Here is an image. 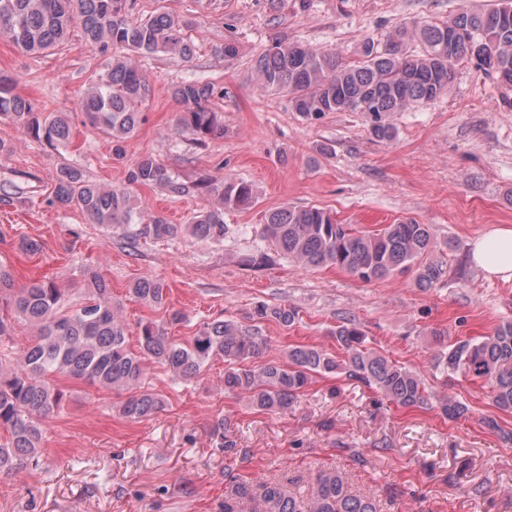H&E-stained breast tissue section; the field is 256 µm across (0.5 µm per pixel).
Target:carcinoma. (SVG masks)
Here are the masks:
<instances>
[{"label":"carcinoma","mask_w":512,"mask_h":512,"mask_svg":"<svg viewBox=\"0 0 512 512\" xmlns=\"http://www.w3.org/2000/svg\"><path fill=\"white\" fill-rule=\"evenodd\" d=\"M126 5L127 0H0V39L21 52L53 50L78 26L94 53L108 59L106 68L88 83L80 106L90 125L118 144L137 132L144 118L142 106L152 93L139 59L162 53L187 62L195 53L183 34L186 20L160 12L131 23ZM414 40L423 49L410 54L407 43ZM465 61L500 85L512 86V0H502L488 12L462 10L446 20L401 26L382 44L365 41L360 59L348 64L300 43L275 39L252 60L251 71L261 89L287 96L291 109L307 119L329 112L374 114L368 132L382 142L396 135L389 117L441 98ZM172 95L184 107L177 127L190 132L194 142L224 136V125L211 106L213 84L184 80L173 86ZM2 117L49 147L70 141L68 113L37 111L14 92V81L6 76H0ZM127 182L177 196L204 193L218 205L197 213L190 224H169L159 216L145 217L129 188L92 182L67 165L57 171L51 202L79 208L93 224L122 229L132 245L184 235L221 243L232 233L224 223V210L254 203L253 186L243 179L205 174L186 183L150 155L131 165ZM261 236L273 252L248 254L242 258L244 265L265 267L277 255L304 269L338 268L364 283L412 269L423 288L436 285L445 274L443 261L432 256L435 246L427 224L399 222L365 231L338 222L316 206H284L265 215ZM85 294L87 302L66 308L53 281L32 279L19 286L15 272L0 265V300L11 307L15 320L36 330L31 344L17 356L0 358L1 475L40 466L44 420L59 411L65 399L55 383L59 375L125 393L118 412L129 421L144 420L164 407L161 394L141 389L148 363L166 366L176 379L188 382L220 359L224 391L247 398L265 413L287 409L315 375L344 374L397 407L428 402L421 376L366 347L351 320L336 327V340L345 353L341 361L319 347L295 345L286 360L256 365L269 347L261 324L274 319L288 328L298 319L296 309L260 303L251 326L213 320L202 324L187 343L169 336L162 323L142 319L133 348L121 304L112 300L111 283L91 274ZM127 294L152 311L164 307L168 298L165 285L147 277L129 285ZM442 363L453 373L488 381L496 406L512 410L511 320L480 340L449 348ZM439 407L450 420L470 412L466 404L449 398L439 401ZM260 498L262 507L256 512H381L374 498L353 493L339 470L320 472L304 499L273 482L262 484ZM247 499H253L252 484L242 479L224 499V512H243Z\"/></svg>","instance_id":"1"}]
</instances>
